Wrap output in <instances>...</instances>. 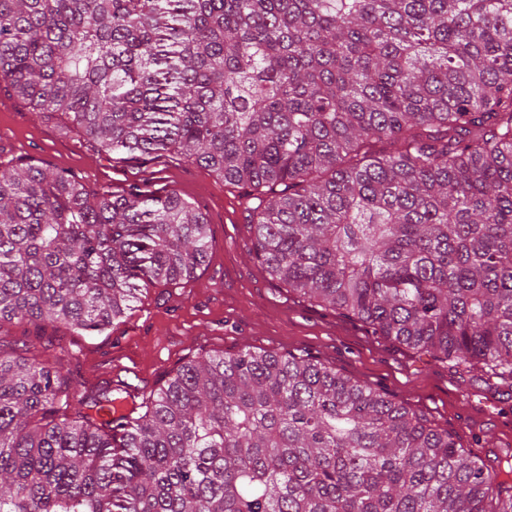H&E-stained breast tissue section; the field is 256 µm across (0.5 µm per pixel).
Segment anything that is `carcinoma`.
<instances>
[{"instance_id":"1","label":"carcinoma","mask_w":512,"mask_h":512,"mask_svg":"<svg viewBox=\"0 0 512 512\" xmlns=\"http://www.w3.org/2000/svg\"><path fill=\"white\" fill-rule=\"evenodd\" d=\"M0 88L99 152L207 166L284 287L512 385V0H0ZM209 247L174 192L0 160V326L99 331ZM0 512H512V456L308 353L149 396L0 354Z\"/></svg>"}]
</instances>
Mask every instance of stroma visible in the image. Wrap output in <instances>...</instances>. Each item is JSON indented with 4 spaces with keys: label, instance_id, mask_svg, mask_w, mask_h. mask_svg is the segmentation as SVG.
<instances>
[{
    "label": "stroma",
    "instance_id": "35a3bbf8",
    "mask_svg": "<svg viewBox=\"0 0 512 512\" xmlns=\"http://www.w3.org/2000/svg\"><path fill=\"white\" fill-rule=\"evenodd\" d=\"M0 135L8 142L7 156L68 170L93 190L136 185L156 196L177 192L203 213L211 236L208 258L193 279L139 293L127 317L104 332L78 335L48 323L8 325L0 330V353L33 345L44 356L62 355L76 380L153 393L173 369L205 354L228 356L246 348L305 352L384 389L460 438L464 447L482 449L486 458L512 448V389L373 337L362 323L272 280L251 252L254 226L244 190L225 188L215 174L186 159L150 155L119 163L95 154L75 130L40 119L3 90Z\"/></svg>",
    "mask_w": 512,
    "mask_h": 512
}]
</instances>
